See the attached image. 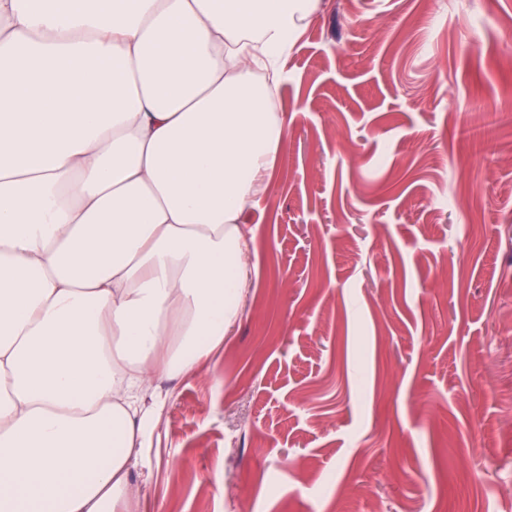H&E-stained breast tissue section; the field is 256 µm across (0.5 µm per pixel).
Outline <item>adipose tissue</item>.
<instances>
[{
	"label": "adipose tissue",
	"mask_w": 512,
	"mask_h": 512,
	"mask_svg": "<svg viewBox=\"0 0 512 512\" xmlns=\"http://www.w3.org/2000/svg\"><path fill=\"white\" fill-rule=\"evenodd\" d=\"M320 0H0V512H130L250 293L271 109Z\"/></svg>",
	"instance_id": "adipose-tissue-1"
}]
</instances>
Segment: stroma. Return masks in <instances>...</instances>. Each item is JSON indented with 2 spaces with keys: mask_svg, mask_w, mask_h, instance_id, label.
I'll use <instances>...</instances> for the list:
<instances>
[{
  "mask_svg": "<svg viewBox=\"0 0 512 512\" xmlns=\"http://www.w3.org/2000/svg\"><path fill=\"white\" fill-rule=\"evenodd\" d=\"M512 0H324L253 287L155 381L138 512H512Z\"/></svg>",
  "mask_w": 512,
  "mask_h": 512,
  "instance_id": "1",
  "label": "stroma"
}]
</instances>
